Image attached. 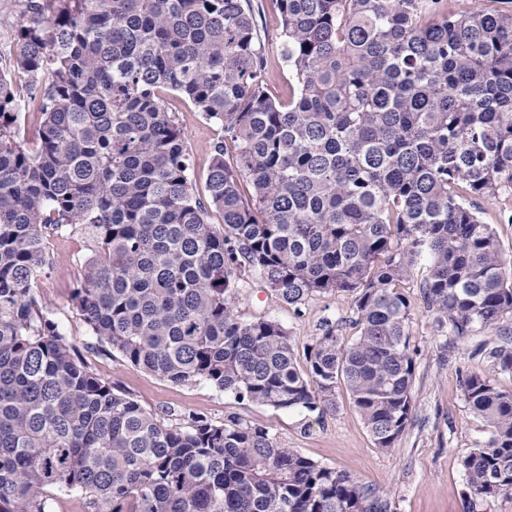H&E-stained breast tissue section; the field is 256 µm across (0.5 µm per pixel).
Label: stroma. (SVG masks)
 <instances>
[{
  "mask_svg": "<svg viewBox=\"0 0 512 512\" xmlns=\"http://www.w3.org/2000/svg\"><path fill=\"white\" fill-rule=\"evenodd\" d=\"M267 67L268 88L278 98L288 96V68L282 58L280 16L275 0H253ZM24 0H0V69H9L18 52L19 25ZM162 97L187 133L193 186L198 198H206L210 144L219 137L216 126L204 120L187 99L166 91ZM485 223L497 236L506 260L512 261V197L475 203ZM94 244L79 231L55 236L46 255L50 270L34 289L38 300L58 323L88 369L112 383L166 425L183 426L188 415L206 416L216 424L233 416L248 425L266 427L277 443L293 448L312 460L351 474L373 485L387 498L391 512H469L461 458L485 442L490 429L466 402L459 376L486 368L483 348L498 344L499 334L482 330L447 344L433 327L432 316L420 295L427 260H420L402 291L412 302L411 347L416 359L412 385V417L394 448H376L346 390L336 393L340 409L324 420L306 419L301 413H285L271 407L241 401L206 382L175 384L127 363L118 353L92 336L71 302V291L84 259ZM236 312L241 320L273 318L287 329L298 364H305L308 345L320 336L325 320L342 321L341 336L354 329L344 321L352 314L351 298L328 293L307 299L291 309L264 288L258 276L244 275L238 282Z\"/></svg>",
  "mask_w": 512,
  "mask_h": 512,
  "instance_id": "stroma-1",
  "label": "stroma"
}]
</instances>
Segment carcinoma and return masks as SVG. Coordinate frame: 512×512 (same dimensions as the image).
Wrapping results in <instances>:
<instances>
[{"instance_id":"1","label":"carcinoma","mask_w":512,"mask_h":512,"mask_svg":"<svg viewBox=\"0 0 512 512\" xmlns=\"http://www.w3.org/2000/svg\"><path fill=\"white\" fill-rule=\"evenodd\" d=\"M276 2L285 102L268 91L252 0L27 3L0 70V512H51L54 489L91 512H390L261 426L173 428L89 371L33 294L47 239L68 229L96 243L73 308L127 363L318 419L343 386L383 450L413 409L399 285L421 258L448 343L512 324V265L468 202L512 194V10ZM164 90L223 133L205 203ZM24 110L40 115L30 149ZM239 273L290 307L350 294L356 336L325 320L302 373L279 321L236 316ZM484 358L460 379L491 429L460 461L481 501L512 496V391L493 381L512 374V334Z\"/></svg>"}]
</instances>
